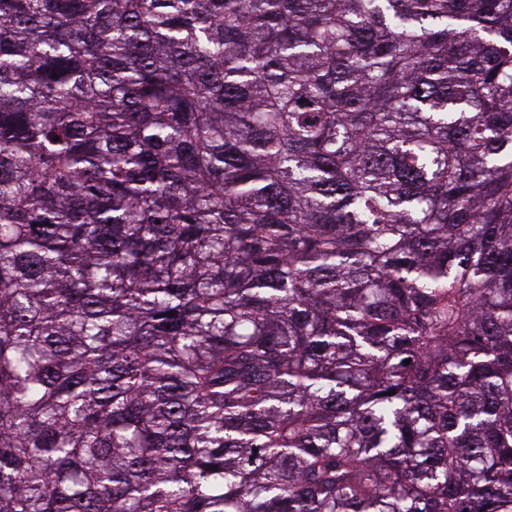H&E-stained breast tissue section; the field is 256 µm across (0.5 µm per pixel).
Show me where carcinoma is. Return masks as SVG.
<instances>
[{
    "label": "carcinoma",
    "mask_w": 512,
    "mask_h": 512,
    "mask_svg": "<svg viewBox=\"0 0 512 512\" xmlns=\"http://www.w3.org/2000/svg\"><path fill=\"white\" fill-rule=\"evenodd\" d=\"M0 512H512V0H0Z\"/></svg>",
    "instance_id": "carcinoma-1"
}]
</instances>
